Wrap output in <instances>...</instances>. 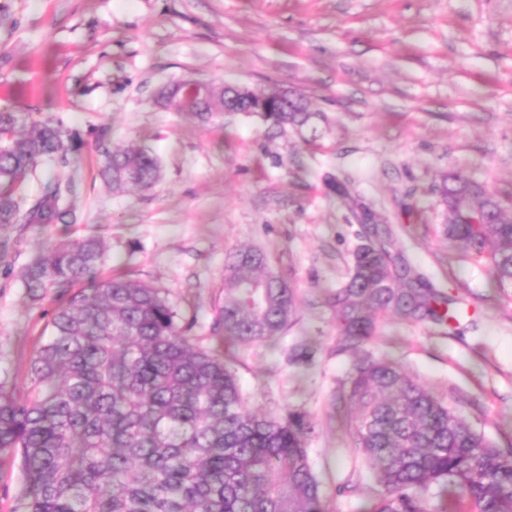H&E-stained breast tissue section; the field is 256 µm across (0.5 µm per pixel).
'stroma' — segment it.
<instances>
[{"mask_svg": "<svg viewBox=\"0 0 512 512\" xmlns=\"http://www.w3.org/2000/svg\"><path fill=\"white\" fill-rule=\"evenodd\" d=\"M183 79L301 93L325 115L320 137L160 108L159 87ZM0 106L62 120L82 139L67 166L21 181L30 200L48 178L74 182L78 223L0 225V384L20 383L50 334L55 290L33 299L23 282L46 246L102 238L100 278L160 290L193 343L216 350L225 264L253 249L292 285L296 312L282 337L223 356L247 408L311 419L325 512H365L374 496L345 488L363 463L346 440L350 410L333 407L364 356L395 361L512 448V288L449 247L437 193L451 167L512 193V0H0ZM103 144L152 149L158 182L112 190L99 176ZM336 177L346 195L333 192ZM364 211L468 307L455 330L383 316L371 341L342 350L328 293L351 273ZM295 346L310 360L291 362Z\"/></svg>", "mask_w": 512, "mask_h": 512, "instance_id": "35a3bbf8", "label": "stroma"}]
</instances>
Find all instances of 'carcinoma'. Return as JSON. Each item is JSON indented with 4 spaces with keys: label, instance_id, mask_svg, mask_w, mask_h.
<instances>
[{
    "label": "carcinoma",
    "instance_id": "carcinoma-1",
    "mask_svg": "<svg viewBox=\"0 0 512 512\" xmlns=\"http://www.w3.org/2000/svg\"><path fill=\"white\" fill-rule=\"evenodd\" d=\"M203 102L176 108L201 122L224 115V87ZM319 112L303 101L292 112H263L271 128L317 132ZM81 137L50 117L0 110V224H74L65 203L75 185L48 180L26 205L19 179L43 164L65 166ZM100 176L114 189L151 188L160 161L149 148H102ZM448 208L444 232L460 251L487 260L499 288H512V206L457 169L438 186ZM349 280L331 294L343 348L377 329V314L441 327L456 319L452 297L412 268L397 266L390 231L374 229ZM106 254L89 236L54 244L24 275L32 297L63 290L51 335L40 345L21 390L0 386V463L22 476L23 512H324L321 483L307 453L313 425L301 411L284 418L244 406L240 386L214 352L186 336L154 288L113 277L96 281ZM82 281L88 286L74 289ZM296 309L294 288L254 250L226 265L224 305L214 318L223 341L278 336ZM342 402L354 408L347 434L378 487L369 512H512V451L489 442L394 362L365 358L353 369Z\"/></svg>",
    "mask_w": 512,
    "mask_h": 512
}]
</instances>
